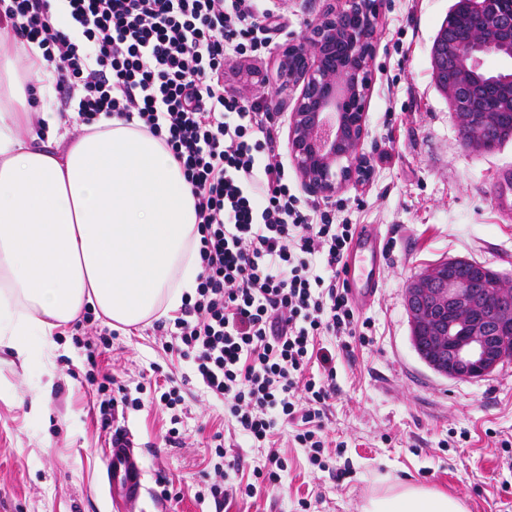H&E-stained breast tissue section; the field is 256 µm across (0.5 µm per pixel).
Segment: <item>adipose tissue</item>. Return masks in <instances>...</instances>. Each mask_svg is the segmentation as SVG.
Segmentation results:
<instances>
[{"label":"adipose tissue","mask_w":512,"mask_h":512,"mask_svg":"<svg viewBox=\"0 0 512 512\" xmlns=\"http://www.w3.org/2000/svg\"><path fill=\"white\" fill-rule=\"evenodd\" d=\"M0 23V349L51 368L53 333L84 307L128 330L193 292L197 218L163 141L117 117L70 136L54 109L57 74L37 45L17 64ZM363 512H467L448 493L395 482Z\"/></svg>","instance_id":"obj_1"}]
</instances>
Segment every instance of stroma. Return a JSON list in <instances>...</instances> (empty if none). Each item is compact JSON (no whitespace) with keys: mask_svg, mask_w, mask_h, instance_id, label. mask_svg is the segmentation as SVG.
Listing matches in <instances>:
<instances>
[{"mask_svg":"<svg viewBox=\"0 0 512 512\" xmlns=\"http://www.w3.org/2000/svg\"><path fill=\"white\" fill-rule=\"evenodd\" d=\"M382 2L363 144L372 175L314 203L335 223L373 225L385 255L379 292L356 310L371 324L366 343L346 351L340 339H322L336 367L325 418L334 445L319 468L293 443L291 428H280L288 460L280 486L221 506L197 499L213 469L212 437L225 429L224 401L194 380L192 359L164 350L152 326L118 333L100 366L141 400L123 423L143 450L147 487L157 490L162 477L176 495L166 512H300L302 498L309 512H362L372 491L400 480L459 498L467 512H512V358L482 379L439 375L412 346L405 303L407 284L448 258L512 276V217L495 201L503 172L512 171V142L492 153L465 146L448 95L433 79L431 47L454 0ZM325 5L262 0L258 22L272 30L269 46L257 56L227 57L225 90L244 94L247 69L277 88L281 47L300 39ZM74 334L70 326L55 332L47 373L36 363L18 366L0 349V512H115L103 482L109 436L92 408ZM156 376L181 382L177 410L160 408L146 391ZM38 393L46 410L34 414L29 401ZM174 417L179 448L163 439ZM505 439L510 447H502Z\"/></svg>","mask_w":512,"mask_h":512,"instance_id":"obj_1","label":"stroma"}]
</instances>
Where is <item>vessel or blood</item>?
Returning <instances> with one entry per match:
<instances>
[{
  "label": "vessel or blood",
  "instance_id": "b4317fda",
  "mask_svg": "<svg viewBox=\"0 0 512 512\" xmlns=\"http://www.w3.org/2000/svg\"><path fill=\"white\" fill-rule=\"evenodd\" d=\"M344 264L354 299L370 302L379 288L382 269V253L373 229L361 230ZM105 460V477L113 505L119 508L142 500L148 492L143 456L129 431L113 435Z\"/></svg>",
  "mask_w": 512,
  "mask_h": 512
}]
</instances>
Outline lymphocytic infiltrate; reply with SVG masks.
<instances>
[{"instance_id": "obj_1", "label": "lymphocytic infiltrate", "mask_w": 512, "mask_h": 512, "mask_svg": "<svg viewBox=\"0 0 512 512\" xmlns=\"http://www.w3.org/2000/svg\"><path fill=\"white\" fill-rule=\"evenodd\" d=\"M80 41L53 29L49 0H9L19 44L37 43L84 122L96 115L135 122L162 139L192 187L200 235L196 288L179 316L156 322L166 350L192 358L195 378L228 408L232 430L268 445L251 482L207 486L215 503L281 484L287 463L271 441L279 427L311 464L325 448V406L336 369L322 337L365 341L343 266L353 224L334 223L302 201L277 161V121L265 99L225 92L224 59L265 51L256 0H66ZM112 344L100 330L84 342L102 428L121 406L114 379L96 374Z\"/></svg>"}]
</instances>
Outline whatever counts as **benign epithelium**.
I'll list each match as a JSON object with an SVG mask.
<instances>
[{"label": "benign epithelium", "mask_w": 512, "mask_h": 512, "mask_svg": "<svg viewBox=\"0 0 512 512\" xmlns=\"http://www.w3.org/2000/svg\"><path fill=\"white\" fill-rule=\"evenodd\" d=\"M303 37L280 50L278 92L294 101L289 156L309 195L329 201L369 176L362 151L372 61L381 19L379 0H327ZM495 45L475 29L463 45L448 44L442 65L456 71L448 93L483 85L485 58L512 56V18ZM493 277L496 287L483 288ZM411 342L436 373L455 380L492 374L512 357V278L465 258H448L406 287Z\"/></svg>", "instance_id": "benign-epithelium-1"}]
</instances>
